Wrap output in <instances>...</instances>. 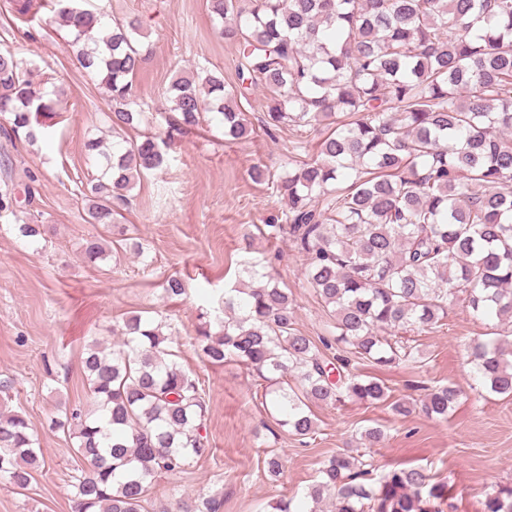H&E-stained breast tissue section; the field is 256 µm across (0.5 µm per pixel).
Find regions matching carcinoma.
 I'll list each match as a JSON object with an SVG mask.
<instances>
[{"mask_svg":"<svg viewBox=\"0 0 512 512\" xmlns=\"http://www.w3.org/2000/svg\"><path fill=\"white\" fill-rule=\"evenodd\" d=\"M11 4L24 23L48 9L69 29L77 64L110 93L112 131L146 119L133 91L143 59L138 20L102 36L104 17L79 0ZM209 8L239 46L238 85L207 70L180 76L168 90L164 134L120 148L88 140L103 167L90 189V223L115 226L112 201L161 169L172 133L199 127L204 113L221 115L224 137H247L238 100L266 89L268 125H335L317 157L295 161L277 183L287 209L271 225L306 254L305 278L333 317L331 335L316 343L301 334L288 291L250 266L261 284L224 292L221 330L211 332L208 321L198 327L200 356L247 365L266 383L277 424L307 439L317 433L316 404L389 400V389L358 365L419 361L412 339L386 331L436 328L460 303L508 326L472 340L467 361L476 385L512 395V0H209ZM53 114L28 70L0 51V134L32 143ZM16 204L13 185L1 183L0 214ZM105 242L87 239L83 260L106 259ZM167 340L162 324L136 314L120 343L88 345L82 370L96 407L54 422L74 440L75 512H144L157 475L180 473L209 451L208 404ZM290 372L296 391L283 386ZM460 396L457 386L441 385L421 407L446 418ZM383 438L378 427L364 429L357 447L327 460L305 501L282 496L271 512H319L327 498L330 512H442L447 485L424 467L368 481L359 447ZM42 465L28 417L1 404L0 482L26 490ZM481 512H512V483L495 485Z\"/></svg>","mask_w":512,"mask_h":512,"instance_id":"obj_1","label":"carcinoma"}]
</instances>
